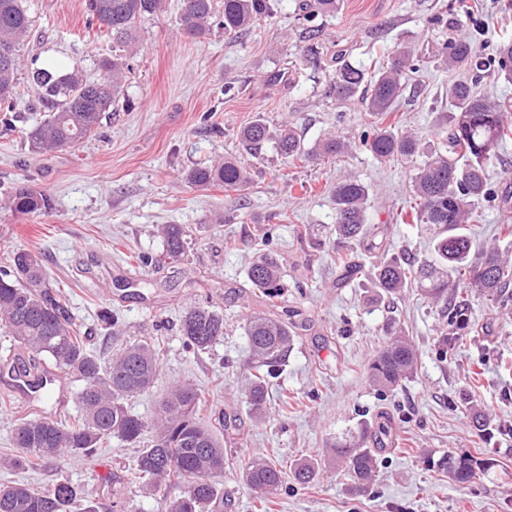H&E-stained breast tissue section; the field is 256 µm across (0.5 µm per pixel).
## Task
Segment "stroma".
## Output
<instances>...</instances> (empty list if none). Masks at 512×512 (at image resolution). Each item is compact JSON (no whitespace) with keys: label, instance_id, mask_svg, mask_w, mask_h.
<instances>
[{"label":"stroma","instance_id":"1","mask_svg":"<svg viewBox=\"0 0 512 512\" xmlns=\"http://www.w3.org/2000/svg\"><path fill=\"white\" fill-rule=\"evenodd\" d=\"M297 3L273 0L271 16L234 40L219 28L200 39L182 36L180 0H166L163 12L139 26L127 89L113 114L76 145L37 154L22 136L41 118L31 109L38 94L29 73L76 63L84 79L97 80L112 43L86 27V0H31L35 22L22 46L16 87L19 119L10 128L0 123V267L17 249L40 254L88 347L102 357L114 346L99 319L104 310L118 317L122 340L150 337L164 344L154 386L128 406L150 425L173 385L188 381L205 392L201 422L228 436L230 465L216 479L224 493L221 512H257L242 478L251 458L285 464L320 456L331 438L387 420L392 436L367 488H353L328 468L307 488L285 482L269 512H512V301L501 306L474 298L475 329L443 360L435 346L439 307L414 290L378 296L370 259L357 246L334 238L306 246L297 239L299 231L314 238L334 224L332 188L350 173L372 187L369 221L387 225L393 249L429 257L430 236L405 228L399 218L409 203V167L378 164L362 149L330 164L270 153L242 190H201L187 181L196 167L240 157L238 132L259 114L274 130L291 122L308 147L330 133L369 129L361 105L336 101L329 82L340 61L380 64L403 46L420 62L395 106L399 124L423 143L435 141L434 120L448 107L452 74L437 68L434 53L449 34L450 0H340L335 13L315 18L320 35L313 42ZM477 3V42L511 39L512 0ZM19 184L45 191L51 209L11 211L5 200ZM162 224L185 225L187 258L167 257ZM270 224L286 259V304L310 326L272 380L269 410L259 419L244 395L253 368L242 326L249 311L264 308L248 270L255 241ZM132 250L152 256V264L128 260ZM340 254L348 268L337 266ZM202 304L223 312L224 337L189 353L179 321ZM392 318L414 341L417 372L381 393L369 385L367 365L386 346ZM284 395L298 400L285 414L279 410ZM472 406L487 413L488 433L470 428ZM227 421L232 430H224ZM478 451L495 453L498 465L469 485L426 464L448 452ZM133 457V449L113 438L88 459L65 456L38 470L0 468V485L23 482L43 490L65 481L95 499L100 512H168L170 493L129 489Z\"/></svg>","mask_w":512,"mask_h":512}]
</instances>
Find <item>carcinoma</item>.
I'll return each mask as SVG.
<instances>
[{
	"instance_id": "obj_1",
	"label": "carcinoma",
	"mask_w": 512,
	"mask_h": 512,
	"mask_svg": "<svg viewBox=\"0 0 512 512\" xmlns=\"http://www.w3.org/2000/svg\"><path fill=\"white\" fill-rule=\"evenodd\" d=\"M338 0H300L298 10L307 21L336 12ZM89 26L112 40L118 48L136 44L137 27L144 19L163 9V0H86ZM271 0H181L184 33L199 37L213 23L224 33L237 35L269 16ZM450 13L456 26L475 20V5L454 0ZM34 23L29 0H0V112L16 109L14 98L20 50ZM439 67L450 71L477 69L512 83V40L492 46L481 57L471 35L450 37L435 54ZM104 75L87 81L79 67L66 73L37 68L30 78L39 90L36 110L43 120L24 131L31 150L49 153L71 147L93 133L116 98L122 93L130 71L126 57L115 54L102 63ZM416 69L408 48L397 52L390 66L370 71L350 62L336 68L331 90L338 99L356 98L375 120L359 144L379 162L392 160L413 165L411 190L415 205L410 207V228L434 232L433 255L428 260L411 261L405 254H389V242L377 239L368 223L370 189L357 177L346 174L334 188L335 224L329 234L364 248L375 257L371 275L375 287L385 296L407 288H418L432 301L443 304L446 321L436 341L442 358L453 353L460 337L472 330V295L478 293L492 303H502L512 288V255L499 245H477L467 232V224L480 209L509 208L512 194L499 192L492 180L499 150L512 140V105L478 93L473 84L455 80L448 84V111L438 124L440 145L422 147L419 139L398 129L393 110L404 88L406 71ZM238 138L243 150L257 159L268 144L293 161L318 160L346 154L350 139L330 135L307 149L294 127L288 123L279 132L270 130L258 116L242 127ZM194 187L222 185L236 190L250 181L249 169L229 158L216 165L196 168L187 175ZM12 210L37 214L51 209L45 193L17 185L9 195ZM276 226L265 229L260 245L265 253L252 263L248 277L269 305L283 301L285 294ZM169 258L181 259L188 250V234L181 224L160 228ZM294 309L281 314L252 312L243 330L256 373L245 391L247 403L261 416L268 398L269 379L285 362L298 331L305 324ZM0 331L21 345L19 363L49 366L71 374L82 387L76 395L80 415L71 423L47 418H23L13 424L14 453L0 457V466L35 468L62 456H91L101 442L112 436L135 449L137 457L128 481L153 493L171 487L183 488L170 501L169 512H206L223 502L213 478L224 472L229 459L213 432L198 422L203 403L201 392L192 384L172 389L160 402L153 438H144L147 424L128 408L127 401L149 389L159 372L162 348L148 339L119 347L108 361L91 352L80 336L69 305L51 282L43 259L25 249L12 252L8 268L0 269ZM180 335L194 351L209 349L224 337V314L212 306H199L183 316ZM391 336L387 347L368 365L370 383L392 389L413 376L417 365L414 345L404 329L393 322L386 328ZM390 428L381 422L373 429L336 440L329 454L339 462L344 476L355 488L375 477L378 458L369 447L375 440L389 438ZM330 460L304 458L292 462L288 471L264 458L252 459L243 470L245 483L265 503L276 495L285 480L301 487L312 484ZM427 465L445 471L455 483L467 485L489 474L496 466L492 456L451 455ZM79 492L67 482L37 491L26 484L0 486V512H99L98 503L86 500L74 508Z\"/></svg>"
}]
</instances>
